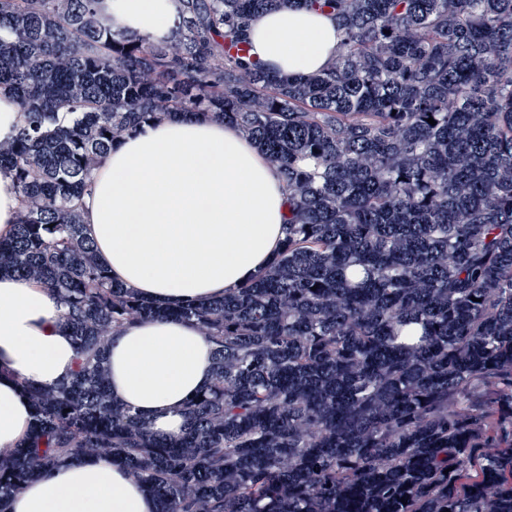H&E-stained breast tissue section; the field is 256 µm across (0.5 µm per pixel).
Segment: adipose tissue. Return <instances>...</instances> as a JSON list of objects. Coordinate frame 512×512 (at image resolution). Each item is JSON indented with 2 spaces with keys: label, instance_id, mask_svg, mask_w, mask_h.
<instances>
[{
  "label": "adipose tissue",
  "instance_id": "obj_1",
  "mask_svg": "<svg viewBox=\"0 0 512 512\" xmlns=\"http://www.w3.org/2000/svg\"><path fill=\"white\" fill-rule=\"evenodd\" d=\"M182 0H98L112 30L158 42L175 37ZM252 52L271 71L303 78L334 59L333 16L294 5L255 14ZM86 232L112 279L175 307L222 297L279 251L288 197L279 169L237 128L210 115L146 122L92 173L82 198ZM59 296L0 275V454L26 438L32 408L23 384L54 388L75 369L76 344ZM210 337L191 322L144 319L115 330L106 355L113 399L160 436L181 435L189 401L213 378ZM10 512H156L154 498L105 456L67 460L27 484Z\"/></svg>",
  "mask_w": 512,
  "mask_h": 512
}]
</instances>
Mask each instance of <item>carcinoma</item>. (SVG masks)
Returning a JSON list of instances; mask_svg holds the SVG:
<instances>
[{
    "label": "carcinoma",
    "mask_w": 512,
    "mask_h": 512,
    "mask_svg": "<svg viewBox=\"0 0 512 512\" xmlns=\"http://www.w3.org/2000/svg\"><path fill=\"white\" fill-rule=\"evenodd\" d=\"M183 2L153 43L97 0H0V86L26 115L0 143L21 196L0 273L59 295L78 353L68 382L26 386L0 512L80 455L157 512H512V0ZM290 2L341 30L304 79L249 54L248 18ZM205 112L278 166L288 222L242 288L162 308L100 264L81 198L147 121ZM154 316L215 345L175 439L109 391L112 332Z\"/></svg>",
    "instance_id": "carcinoma-1"
}]
</instances>
